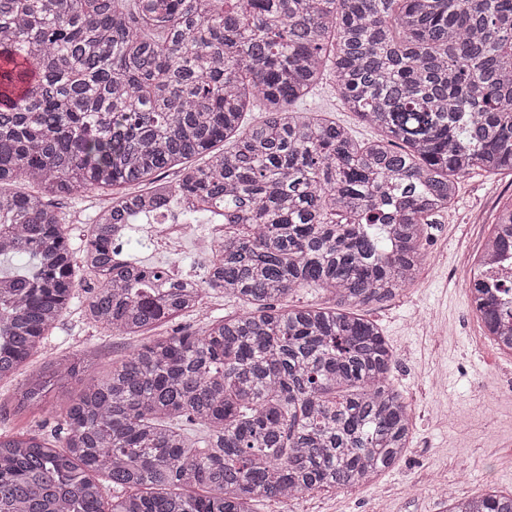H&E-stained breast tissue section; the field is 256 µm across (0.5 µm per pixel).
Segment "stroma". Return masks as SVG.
Returning <instances> with one entry per match:
<instances>
[{
  "label": "stroma",
  "instance_id": "obj_1",
  "mask_svg": "<svg viewBox=\"0 0 512 512\" xmlns=\"http://www.w3.org/2000/svg\"><path fill=\"white\" fill-rule=\"evenodd\" d=\"M298 107L336 121L357 141L378 136L377 130L343 108L331 80H324ZM509 197L511 176L479 170L459 179L451 207L428 228V260L416 281L390 302L367 311L393 350L396 362L391 383L414 417L410 446L402 462L371 484L313 491L286 505L264 500L257 502V512H445L440 489L446 485L457 487L464 496L477 494L488 484L512 494V410L492 405L479 390L490 375L512 378V355L503 354L485 338L458 281L459 269L478 254L500 203ZM111 198V193L95 192L57 200L73 230L74 249H82L88 225ZM130 249L135 261L148 266L184 275L205 273L190 244L179 260L154 251L140 234ZM82 307V299H75L44 347L13 380L0 383V430L45 437L56 430L80 391L77 381L55 385L43 409L24 413L13 409L21 384L49 361L88 358L90 375L101 379L141 344V337L86 324ZM239 309L238 303L213 291L201 312L163 323L159 331L165 335L184 327L196 328L203 318L224 317ZM436 403L442 404L445 417L431 415L430 407Z\"/></svg>",
  "mask_w": 512,
  "mask_h": 512
}]
</instances>
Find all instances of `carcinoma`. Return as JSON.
<instances>
[{
	"label": "carcinoma",
	"mask_w": 512,
	"mask_h": 512,
	"mask_svg": "<svg viewBox=\"0 0 512 512\" xmlns=\"http://www.w3.org/2000/svg\"><path fill=\"white\" fill-rule=\"evenodd\" d=\"M328 73L380 138L294 109ZM475 170L512 174V0H0V257L34 260L0 272V381L87 277L86 320L126 336L216 288L243 306L84 380L53 440L0 432V512H256L396 466L410 411L358 310L415 281L431 218ZM143 183L74 253L52 199ZM174 195L191 220L224 207L195 287L112 253L114 225ZM499 251L512 252V203L477 267ZM311 285L330 304H281ZM471 304L512 354L495 299L476 285ZM87 367L51 362L16 408ZM448 512H512V494L452 495Z\"/></svg>",
	"instance_id": "obj_1"
}]
</instances>
